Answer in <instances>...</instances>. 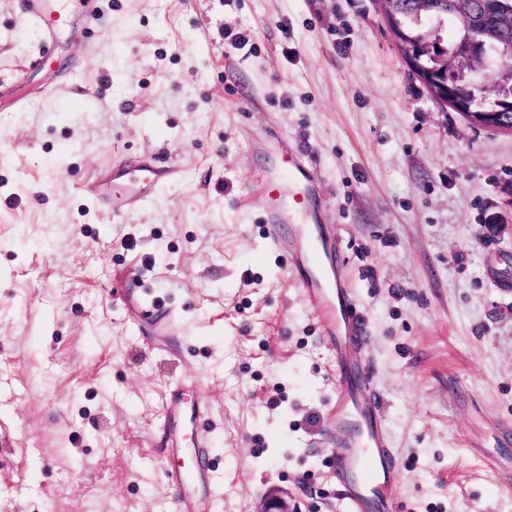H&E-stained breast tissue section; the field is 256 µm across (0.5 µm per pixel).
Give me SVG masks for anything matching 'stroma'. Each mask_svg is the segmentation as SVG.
<instances>
[{"label":"stroma","instance_id":"35a3bbf8","mask_svg":"<svg viewBox=\"0 0 512 512\" xmlns=\"http://www.w3.org/2000/svg\"><path fill=\"white\" fill-rule=\"evenodd\" d=\"M27 3L0 0V512H172L200 434L199 512H344L334 354L266 242L284 144L343 240L400 512H512V136L438 107L376 0H93L50 43ZM143 157L180 178L89 195ZM134 168L136 176L123 161L112 165V184H123L125 189L123 197L112 199L114 213L130 212L146 203L175 174L174 168L153 158H142ZM207 437L200 435L197 448L198 453L194 462H190L183 470L172 469L168 472V481L171 489V499L175 512H193L194 504L184 493V481L188 473L202 476L208 473L207 459ZM262 504L257 512H297L290 507L288 491L281 488H271L262 496Z\"/></svg>","mask_w":512,"mask_h":512}]
</instances>
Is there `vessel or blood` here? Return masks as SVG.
<instances>
[{
  "label": "vessel or blood",
  "instance_id": "vessel-or-blood-1",
  "mask_svg": "<svg viewBox=\"0 0 512 512\" xmlns=\"http://www.w3.org/2000/svg\"><path fill=\"white\" fill-rule=\"evenodd\" d=\"M26 19L48 40L73 22L66 0H33ZM282 158L285 171L263 221L268 244L287 255L296 284L317 310L335 352L336 427L328 433L336 449L333 473L344 488L346 512H399V472L390 438L368 376L346 356L360 338L361 323L353 312L354 291L336 265V228L322 223L318 214L319 174L302 156L286 152ZM174 174V168L152 158L141 159L132 169L121 161L113 164L112 181L125 189L123 197L113 199V212L135 210ZM288 224L293 227L289 233L284 230ZM206 446V437H199L194 462L168 473L174 512H193L184 481L187 475L207 473Z\"/></svg>",
  "mask_w": 512,
  "mask_h": 512
}]
</instances>
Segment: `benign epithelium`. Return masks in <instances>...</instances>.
Returning a JSON list of instances; mask_svg holds the SVG:
<instances>
[{
  "label": "benign epithelium",
  "mask_w": 512,
  "mask_h": 512,
  "mask_svg": "<svg viewBox=\"0 0 512 512\" xmlns=\"http://www.w3.org/2000/svg\"><path fill=\"white\" fill-rule=\"evenodd\" d=\"M392 33L401 59L427 88L431 99L441 108L451 107L471 126L512 134V123L500 119L498 107L512 101V70L503 68L497 58L485 53L484 33L471 31L462 47L448 55L440 52V41H426L415 48L405 38L391 8L393 0H376ZM483 9L507 25L512 23V0H482ZM433 61L427 66L423 60ZM468 70V86L456 89L448 78ZM257 512H297L290 507L288 491L271 488L262 496Z\"/></svg>",
  "instance_id": "7a95c632"
}]
</instances>
